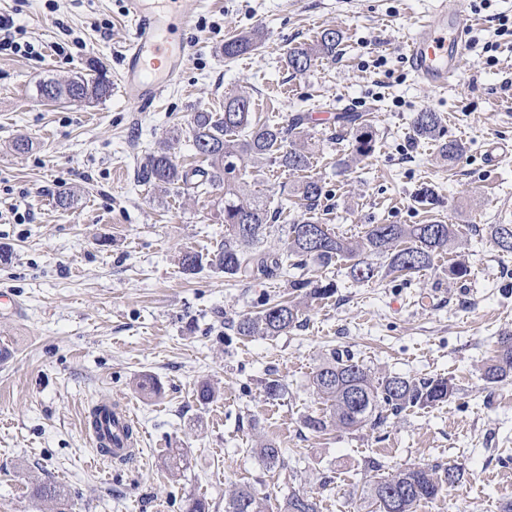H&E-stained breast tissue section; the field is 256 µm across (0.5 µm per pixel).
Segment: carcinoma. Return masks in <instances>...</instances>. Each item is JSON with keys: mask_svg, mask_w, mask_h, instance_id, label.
<instances>
[{"mask_svg": "<svg viewBox=\"0 0 512 512\" xmlns=\"http://www.w3.org/2000/svg\"><path fill=\"white\" fill-rule=\"evenodd\" d=\"M262 41L258 30L224 41V58L232 60L257 49ZM342 34L326 29L312 44H303L288 52V66L306 71L319 57H333L341 44ZM38 95L49 101L66 99L83 102L101 100L112 95V81L101 63L92 64L89 78L78 77L71 85L50 80L37 88ZM250 99L243 94L224 99V111L195 112L189 125V138L196 153L209 161V168L186 170L179 166L168 147L148 154L136 171V182L166 192L172 188L191 189L202 195L217 184L224 185V243L211 257L185 252L180 259L183 273L194 275L204 266L244 279L278 276L286 259L294 257L293 267L303 269L307 260L331 266L339 259L350 262L351 277L368 282L375 276L374 259L389 256L388 268L393 273L410 274L434 265L435 259L455 237L454 225L442 221L428 224H372L360 242H349L331 233L326 225L311 218L288 227L285 257L257 250L269 224L270 207L256 196L247 199L240 193L237 174L248 157L265 158L283 168L298 172L310 163V153L297 143L298 122L288 125L259 124L252 118ZM414 132L423 138L441 136V118L435 112L416 114ZM352 153L360 157L371 154L374 136L371 127L359 122L350 131ZM294 194L305 209L315 211L324 196V187L316 179H306L294 187ZM489 231L498 249L512 254V224H491ZM398 243L405 247L396 250ZM289 287L306 291L314 298L336 293V283L312 281L300 274L288 280ZM299 308L292 303H272L258 314L243 317L235 324L242 336H278L299 326ZM484 380L497 384L512 380V337L500 338L496 355L483 369ZM317 393L330 402L329 414L309 416L306 427L322 432L328 425L344 430H357L368 424L378 426L384 416L380 407L393 413L408 407H431L447 401L454 387L446 378L421 380L385 376L375 380L365 365L353 356L334 352L318 367L313 377ZM263 463L270 468L284 465L282 448L269 440L257 449ZM461 468L409 464L398 467L362 488L363 502L370 512H416L421 502L433 501L452 494L459 487ZM36 496L57 502L58 512H67L68 500L63 490L44 484L36 488ZM225 512H267V499L252 488H240L229 501ZM280 512H318L316 499L304 492L291 491L280 505Z\"/></svg>", "mask_w": 512, "mask_h": 512, "instance_id": "1", "label": "carcinoma"}]
</instances>
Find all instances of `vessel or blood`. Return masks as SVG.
<instances>
[{"label": "vessel or blood", "instance_id": "1", "mask_svg": "<svg viewBox=\"0 0 512 512\" xmlns=\"http://www.w3.org/2000/svg\"><path fill=\"white\" fill-rule=\"evenodd\" d=\"M124 16L132 29L121 53L120 85L124 95L145 111L152 110L162 92L174 83L188 54L184 37L189 18L182 0H125ZM470 20L464 11L440 12L421 25L405 48L416 76L433 88L447 87L460 71L468 51ZM135 421L124 406H113L100 417L94 443H109L112 457L122 460L135 446L129 431Z\"/></svg>", "mask_w": 512, "mask_h": 512}]
</instances>
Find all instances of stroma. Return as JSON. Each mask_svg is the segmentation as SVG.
Segmentation results:
<instances>
[{
    "instance_id": "stroma-1",
    "label": "stroma",
    "mask_w": 512,
    "mask_h": 512,
    "mask_svg": "<svg viewBox=\"0 0 512 512\" xmlns=\"http://www.w3.org/2000/svg\"><path fill=\"white\" fill-rule=\"evenodd\" d=\"M122 0H0L39 58L0 55V293L19 310L0 309V512H57L37 500L51 482L69 497V512H185L201 498L209 512L250 486L278 507L289 489L316 498L320 512H360L358 494L374 474L422 463L464 470L456 497L423 502L417 512H500L512 501V382L487 384L484 363L501 336L512 334V254L500 252L487 228L512 224V155L482 165L485 146L512 136V39L497 38L499 13L512 0L474 10L470 0H185L192 50L180 80L156 107L113 90L110 98L51 103L37 94L46 80L67 82L101 62L120 71L128 36ZM442 9L470 13L471 49L457 76L437 91L421 84L403 45ZM260 30L258 48L238 60L221 46L234 33ZM326 29L344 40L333 59L303 73L286 63L290 49ZM499 42L488 65L485 43ZM63 43L66 55L53 47ZM250 95L257 122L285 125L302 117L312 145L306 172L248 162L244 197L260 196L279 213L259 247L280 253L289 225L308 215L284 206L289 187L313 177L325 195L316 219L330 232L361 240L372 224L454 225L455 240L431 269L388 272L387 258L367 282L345 260L306 275L331 280L328 298L299 297L301 327L274 337L241 336L230 324L287 299L284 278L235 280L212 268L184 274V252L213 253L224 239V189L195 196L140 185L145 155L192 113L220 112L224 99ZM442 118L444 139L461 144L455 163L440 142L413 135L416 113ZM329 114L313 124L312 112ZM367 116L375 132L370 156L349 163L344 115ZM29 140L28 152L12 149ZM443 139V140H444ZM71 204L62 208L58 195ZM462 261L470 273L449 275ZM348 351L372 376L445 377L448 402L388 415L354 431L308 430L326 412L312 377L330 350ZM159 378L146 398L134 382ZM284 395L268 398L267 379ZM216 398L196 399L198 382ZM120 402L138 415L139 451L123 465L94 467L87 424L97 404ZM285 450L268 468L255 453L265 440ZM185 449L179 473L166 470L167 449Z\"/></svg>"
}]
</instances>
